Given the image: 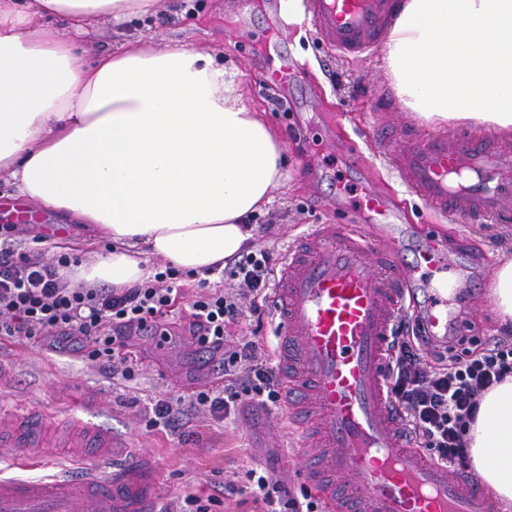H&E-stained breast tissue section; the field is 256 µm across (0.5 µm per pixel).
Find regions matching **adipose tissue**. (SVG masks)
Instances as JSON below:
<instances>
[{
  "mask_svg": "<svg viewBox=\"0 0 512 512\" xmlns=\"http://www.w3.org/2000/svg\"><path fill=\"white\" fill-rule=\"evenodd\" d=\"M156 0H0V181L111 244L72 283L125 287L158 259L194 277L243 251L282 179L283 147L212 54L136 39L87 61L55 28L151 14ZM383 60L435 126L512 133V0H401ZM475 472L512 503V375L466 431Z\"/></svg>",
  "mask_w": 512,
  "mask_h": 512,
  "instance_id": "adipose-tissue-1",
  "label": "adipose tissue"
}]
</instances>
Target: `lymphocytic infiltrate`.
I'll return each instance as SVG.
<instances>
[{
    "label": "lymphocytic infiltrate",
    "mask_w": 512,
    "mask_h": 512,
    "mask_svg": "<svg viewBox=\"0 0 512 512\" xmlns=\"http://www.w3.org/2000/svg\"><path fill=\"white\" fill-rule=\"evenodd\" d=\"M17 225L0 227V342L36 341L49 350L78 353L98 362L112 376L130 382L135 364L125 350L131 333L146 320L166 323L174 303L186 298L189 333L208 354L224 384L191 399L168 397L152 406L149 426L182 432L189 412L206 411L216 421L230 418L242 403L281 409L283 370L254 341H232L231 326L245 315H263L275 286L281 254L267 249L229 258L220 278L237 281L239 292L186 294L180 270L166 266L153 280L130 288L69 287L59 274L67 255L46 257L15 247ZM430 345L420 332L396 328L391 334L386 389L401 414L404 432L435 462L458 466L468 459L463 432L473 422L479 399L512 375V341L499 339L466 357L423 360ZM263 512H315L314 502L299 505L273 473L246 488Z\"/></svg>",
    "instance_id": "1"
}]
</instances>
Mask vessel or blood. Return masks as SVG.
<instances>
[{"label":"vessel or blood","instance_id":"vessel-or-blood-1","mask_svg":"<svg viewBox=\"0 0 512 512\" xmlns=\"http://www.w3.org/2000/svg\"><path fill=\"white\" fill-rule=\"evenodd\" d=\"M395 0H302L319 39L336 54L375 51L396 15ZM381 101L368 129L379 158L406 192L442 217L475 224L512 221V143L473 130L424 134L389 121ZM427 246L411 249L392 226L384 194L371 188L348 224H315L290 244L272 297L277 359L284 370L289 417L313 455L305 476L328 512L336 487L367 512H507L478 481L424 458L401 434L385 390L390 332L416 307L436 344L471 335L451 315L448 296L468 269L463 257L441 261L442 274L421 273ZM52 414L24 413L0 424V446L22 468L40 464L28 437L55 427ZM94 463L69 452L56 474L0 477V512H160L163 479L139 454L110 464L112 437L98 433Z\"/></svg>","mask_w":512,"mask_h":512}]
</instances>
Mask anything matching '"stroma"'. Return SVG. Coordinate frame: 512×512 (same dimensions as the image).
<instances>
[{"instance_id": "1", "label": "stroma", "mask_w": 512, "mask_h": 512, "mask_svg": "<svg viewBox=\"0 0 512 512\" xmlns=\"http://www.w3.org/2000/svg\"><path fill=\"white\" fill-rule=\"evenodd\" d=\"M133 38L159 47L178 42L223 55L225 63L239 68L249 104L278 132L287 164L281 185L258 218L252 249L283 252L309 225L348 223L362 189L349 184L344 160L333 147L334 141L348 142L368 156L367 179L394 199L399 222L410 237L420 242L437 237L449 251L468 257L466 312L476 316L482 328L457 346L456 355L501 337L487 276L502 259L512 257V223L447 222L406 194L399 181L370 158L365 135L371 106L378 98L395 97L382 54L341 57L322 45L310 24L288 22L275 12L273 0H158L155 14L132 18L119 28L102 21L94 35L77 37L76 45L92 60ZM274 65L287 67V84L264 82L263 71ZM318 168L334 173L335 184L312 181ZM87 233L68 215L43 209L22 233L20 244L28 248L37 242L51 252L59 239ZM137 364L136 380L126 382L78 355H60L39 343H2L0 366L6 379L0 384V414L12 417L33 410L64 420L90 418L95 427L111 432L114 462L145 453L162 467L166 506L187 491L210 499L215 486L229 479L247 485L249 471H263L270 459L276 477L292 491H307L302 475L306 449L282 411H272L266 433L246 416L219 423L202 411L192 413L183 435L151 428L142 416L145 407L159 398L180 396L181 391L147 360L138 359ZM76 392L100 401V411L90 415L74 404L71 396Z\"/></svg>"}]
</instances>
